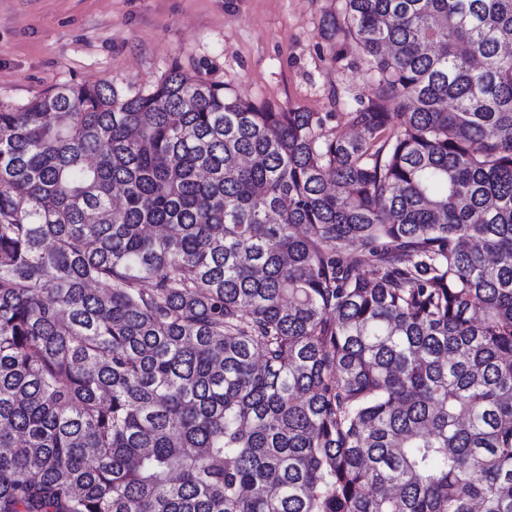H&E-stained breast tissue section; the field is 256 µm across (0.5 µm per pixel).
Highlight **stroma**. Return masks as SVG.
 I'll return each mask as SVG.
<instances>
[{
  "mask_svg": "<svg viewBox=\"0 0 512 512\" xmlns=\"http://www.w3.org/2000/svg\"><path fill=\"white\" fill-rule=\"evenodd\" d=\"M343 0H0V105L62 83L152 90L173 64L239 98L336 125L365 63L327 25Z\"/></svg>",
  "mask_w": 512,
  "mask_h": 512,
  "instance_id": "obj_1",
  "label": "stroma"
}]
</instances>
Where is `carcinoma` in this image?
<instances>
[{"instance_id":"1","label":"carcinoma","mask_w":512,"mask_h":512,"mask_svg":"<svg viewBox=\"0 0 512 512\" xmlns=\"http://www.w3.org/2000/svg\"><path fill=\"white\" fill-rule=\"evenodd\" d=\"M331 31L356 136L178 64L0 106V512H512V0Z\"/></svg>"}]
</instances>
